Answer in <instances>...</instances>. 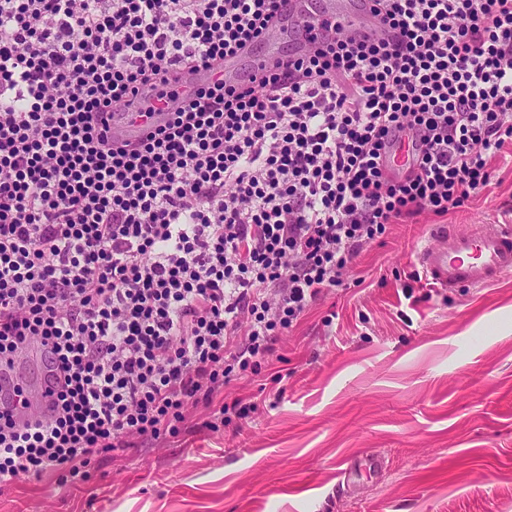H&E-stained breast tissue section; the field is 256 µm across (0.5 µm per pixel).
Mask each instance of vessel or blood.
I'll return each instance as SVG.
<instances>
[{"label":"vessel or blood","instance_id":"b4317fda","mask_svg":"<svg viewBox=\"0 0 512 512\" xmlns=\"http://www.w3.org/2000/svg\"><path fill=\"white\" fill-rule=\"evenodd\" d=\"M328 23L339 24L347 33L371 34L373 15L369 0H344L339 7L321 4L320 0H291L280 27L295 30L305 37L319 34ZM279 46V40H268L266 54L258 55L245 45L226 56L217 69L185 73L178 99L149 94L144 105L145 116L126 119L121 126L113 127V135L136 139L147 122L162 121L166 113L175 111L178 101L187 100L198 89L219 81L235 85L243 66L260 68L277 54ZM430 236V242L419 252V261L423 275L432 284L448 289L462 285L484 287L512 273L511 225H488L479 229L436 225Z\"/></svg>","mask_w":512,"mask_h":512}]
</instances>
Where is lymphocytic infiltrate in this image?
Listing matches in <instances>:
<instances>
[{"instance_id":"1","label":"lymphocytic infiltrate","mask_w":512,"mask_h":512,"mask_svg":"<svg viewBox=\"0 0 512 512\" xmlns=\"http://www.w3.org/2000/svg\"><path fill=\"white\" fill-rule=\"evenodd\" d=\"M288 2L0 0V359L41 344L54 382L48 414L0 412V496L222 416L364 246L490 185L512 0H375L379 39L325 33L134 143L101 129Z\"/></svg>"}]
</instances>
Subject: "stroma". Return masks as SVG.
Returning a JSON list of instances; mask_svg holds the SVG:
<instances>
[{
  "label": "stroma",
  "instance_id": "1",
  "mask_svg": "<svg viewBox=\"0 0 512 512\" xmlns=\"http://www.w3.org/2000/svg\"><path fill=\"white\" fill-rule=\"evenodd\" d=\"M438 223L512 225V157L467 206L368 244L225 388L255 413L127 449L85 485L21 476L0 512H512V275L413 280Z\"/></svg>",
  "mask_w": 512,
  "mask_h": 512
}]
</instances>
